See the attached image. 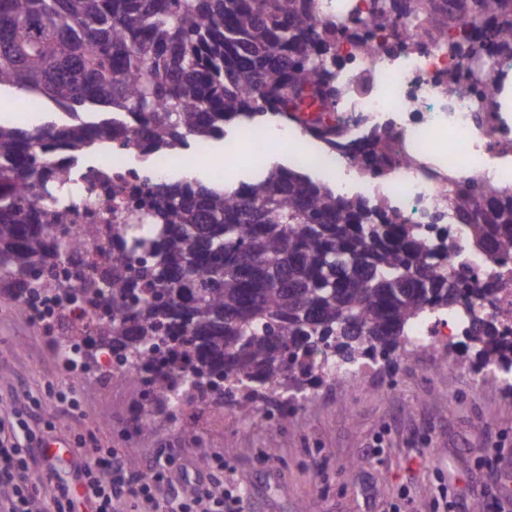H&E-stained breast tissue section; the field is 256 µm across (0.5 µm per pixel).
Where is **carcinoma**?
<instances>
[{
	"label": "carcinoma",
	"instance_id": "1",
	"mask_svg": "<svg viewBox=\"0 0 512 512\" xmlns=\"http://www.w3.org/2000/svg\"><path fill=\"white\" fill-rule=\"evenodd\" d=\"M384 0L376 24L411 10ZM512 0H471L448 49L472 61L512 56ZM314 0H0V88L65 112L20 127L0 117V288L24 310L84 305L82 338L63 358L89 375L107 350L135 370L136 423L173 408L185 388L219 408L256 402L288 417L283 391L322 380L320 359L348 372L395 370L413 325L448 308L472 312L482 295L512 290V188L471 177L454 186L472 245L504 268L474 287L448 269V236L428 238L392 210L349 198L284 166L236 186L156 178L116 214L95 247L98 278L85 280L82 242H63L51 211L72 170L43 152L78 155L115 145L123 115L145 153L166 155L224 137V124L253 131L270 114L288 122L308 89L336 104V29L313 17ZM498 111L497 79L465 65L453 78ZM102 108L94 120L85 112ZM308 134L343 147L342 123ZM393 134L374 128L367 174L404 161ZM73 264L67 278L56 269ZM484 368L512 376V335L477 320L459 341Z\"/></svg>",
	"mask_w": 512,
	"mask_h": 512
}]
</instances>
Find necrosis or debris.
Here are the masks:
<instances>
[{"mask_svg":"<svg viewBox=\"0 0 512 512\" xmlns=\"http://www.w3.org/2000/svg\"><path fill=\"white\" fill-rule=\"evenodd\" d=\"M320 17L343 28L359 22L362 32L373 34V50L364 53L340 41V68L336 85V114L348 125L344 148L309 155L298 150L299 164L346 176L361 186L368 199L401 210L406 203L422 211L421 226L447 230L452 246L449 262L465 266L484 284L496 281L499 267L472 251L465 225L456 222L448 196V183L473 175L488 184H512V168L490 164V157L512 156V127L490 120L480 112L473 94L448 85L462 65L448 51L447 40L414 14L394 20L391 31L373 24L377 0H319ZM389 128L397 149L412 157V164L396 166L387 177L369 178L360 166L365 144L360 127ZM135 145L115 147L99 162L86 165L75 183V193L65 204V235L94 241L111 212L126 209L133 193L146 179L169 176L183 164L175 156L154 166L133 164ZM467 322L456 313H438L419 322L410 338V353H430L465 336Z\"/></svg>","mask_w":512,"mask_h":512,"instance_id":"obj_1","label":"necrosis or debris"}]
</instances>
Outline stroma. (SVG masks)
<instances>
[{
  "instance_id": "35a3bbf8",
  "label": "stroma",
  "mask_w": 512,
  "mask_h": 512,
  "mask_svg": "<svg viewBox=\"0 0 512 512\" xmlns=\"http://www.w3.org/2000/svg\"><path fill=\"white\" fill-rule=\"evenodd\" d=\"M224 141H211L206 155L180 156L204 182L222 167L228 184L296 165L292 147L246 143L228 157ZM66 330V320H40L0 290V419L32 406L38 438L73 447L95 434L97 450L117 453L127 474L167 466L180 493L197 485L220 491L230 479L251 512H388L399 502L405 512H442L441 487L472 504L483 484L512 482V390L491 382L463 347L448 352L445 374L434 355L420 353L392 372L375 366L345 384L324 380L284 420L274 411L249 419L228 410L219 425L193 409L136 428V388L120 379L90 383L66 368L58 349ZM189 423L191 441L183 437ZM496 450L505 461L492 475L484 462ZM79 462L60 458V479L41 494L90 512Z\"/></svg>"
}]
</instances>
